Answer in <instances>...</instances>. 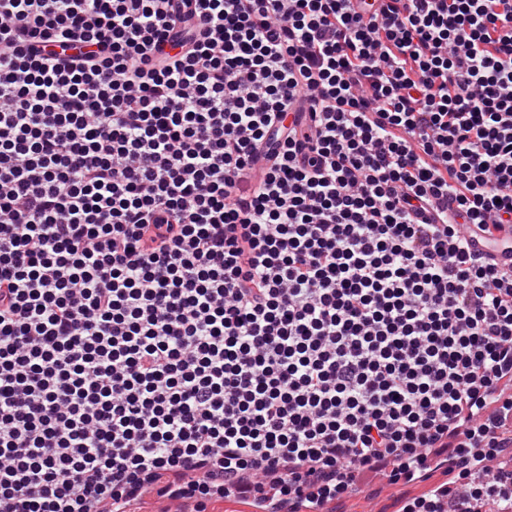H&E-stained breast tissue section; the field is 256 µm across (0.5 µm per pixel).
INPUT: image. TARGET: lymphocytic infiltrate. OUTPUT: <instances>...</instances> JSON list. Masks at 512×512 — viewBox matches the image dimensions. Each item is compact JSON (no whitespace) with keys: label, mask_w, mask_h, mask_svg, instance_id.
<instances>
[{"label":"lymphocytic infiltrate","mask_w":512,"mask_h":512,"mask_svg":"<svg viewBox=\"0 0 512 512\" xmlns=\"http://www.w3.org/2000/svg\"><path fill=\"white\" fill-rule=\"evenodd\" d=\"M512 0H0V512H512ZM424 491V485L387 487L381 478H376L359 495L338 503L334 512H399L402 499L419 496Z\"/></svg>","instance_id":"f902f5d3"}]
</instances>
